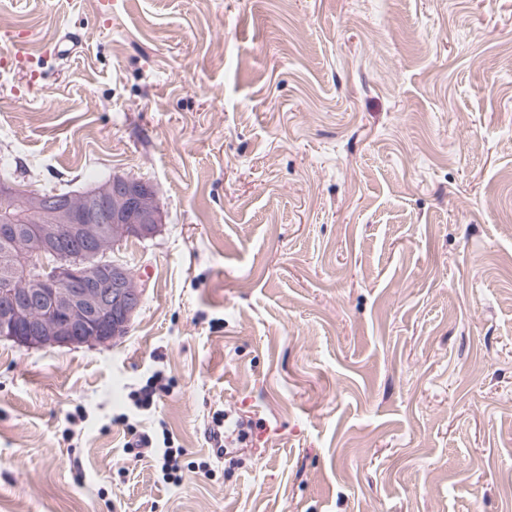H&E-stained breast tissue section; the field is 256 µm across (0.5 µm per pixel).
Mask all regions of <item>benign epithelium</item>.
<instances>
[{"label":"benign epithelium","instance_id":"benign-epithelium-1","mask_svg":"<svg viewBox=\"0 0 512 512\" xmlns=\"http://www.w3.org/2000/svg\"><path fill=\"white\" fill-rule=\"evenodd\" d=\"M24 201L34 223L8 224L0 281V338L25 347L108 344L128 333L143 286L109 254L161 224L154 188L114 174L79 197L0 181V201ZM106 282L110 288L98 287Z\"/></svg>","mask_w":512,"mask_h":512}]
</instances>
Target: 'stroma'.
Returning a JSON list of instances; mask_svg holds the SVG:
<instances>
[{"label": "stroma", "mask_w": 512, "mask_h": 512, "mask_svg": "<svg viewBox=\"0 0 512 512\" xmlns=\"http://www.w3.org/2000/svg\"><path fill=\"white\" fill-rule=\"evenodd\" d=\"M54 2L0 0V161L162 222L125 336L0 340V512H512V0ZM158 369L177 485L112 422ZM224 417L225 420L228 418L224 415L223 411L216 413L212 416V425L206 431L207 439L211 444V448H217V454L222 455L224 453V448L227 447H236L237 446H228L234 443L244 444L249 437V429L252 427L251 421H244L242 418H238L236 421V429L233 430L235 432V438L231 435L226 434L224 431ZM231 437V440L228 439Z\"/></svg>", "instance_id": "35a3bbf8"}]
</instances>
